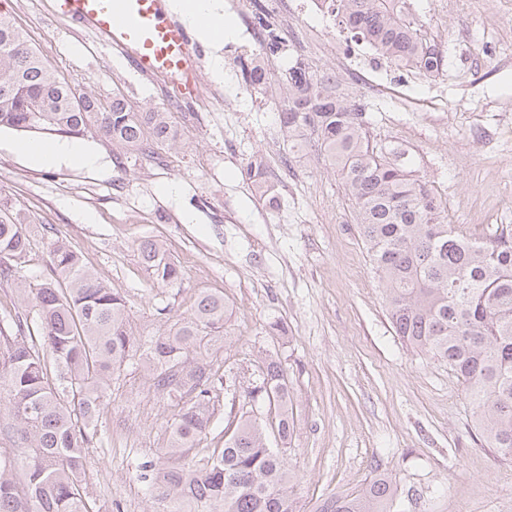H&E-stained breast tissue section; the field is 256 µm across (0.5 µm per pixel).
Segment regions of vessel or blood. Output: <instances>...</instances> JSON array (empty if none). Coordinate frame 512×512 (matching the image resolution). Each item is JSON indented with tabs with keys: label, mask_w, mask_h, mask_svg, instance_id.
I'll list each match as a JSON object with an SVG mask.
<instances>
[{
	"label": "vessel or blood",
	"mask_w": 512,
	"mask_h": 512,
	"mask_svg": "<svg viewBox=\"0 0 512 512\" xmlns=\"http://www.w3.org/2000/svg\"><path fill=\"white\" fill-rule=\"evenodd\" d=\"M47 17L92 34L144 80L161 83L175 100L195 96L203 49L170 0H44Z\"/></svg>",
	"instance_id": "1"
}]
</instances>
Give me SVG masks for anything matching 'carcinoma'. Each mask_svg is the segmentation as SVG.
I'll return each mask as SVG.
<instances>
[{"label":"carcinoma","mask_w":512,"mask_h":512,"mask_svg":"<svg viewBox=\"0 0 512 512\" xmlns=\"http://www.w3.org/2000/svg\"><path fill=\"white\" fill-rule=\"evenodd\" d=\"M347 38L364 42L398 68L438 71L437 44L423 21L395 0H331ZM253 19L272 53L283 48L267 12L254 3ZM245 84L263 87L257 60L240 62ZM336 76L295 61L280 112L289 149L314 142L339 172L358 219L389 319L415 351L443 361L466 387L484 444L512 461V234L488 240L464 237L445 216L426 182L398 152L367 136V104L337 93ZM0 128L46 130L78 138L104 137L120 159L152 157L176 144L171 112H138L118 97L78 92L43 60L14 20L0 13ZM245 176L266 206L278 195L260 154ZM49 277L37 289L21 270L26 230L0 207V280L16 284L28 313L0 312V512H93L85 488L86 448L98 438L100 407L113 375L130 361L143 367L149 388L177 410L167 421L165 459L181 463L164 474L145 461L138 479L158 492L166 512H300L296 475L268 431L244 413L224 427V447L201 443L224 389L212 354L226 340L224 295L201 293L191 312L166 332L146 339L129 325L126 300L86 269L69 241L48 230ZM155 288L182 280L181 267L162 244L139 245ZM262 382L249 397H274L277 430L288 439L287 375L266 360ZM196 448L193 457L186 449ZM316 512H399L392 476L379 473L361 489L324 499Z\"/></svg>","instance_id":"carcinoma-1"}]
</instances>
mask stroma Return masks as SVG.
Listing matches in <instances>:
<instances>
[{
  "mask_svg": "<svg viewBox=\"0 0 512 512\" xmlns=\"http://www.w3.org/2000/svg\"><path fill=\"white\" fill-rule=\"evenodd\" d=\"M408 3L429 37L448 46L438 77L366 57L363 44L340 42L327 19L265 58L261 89L243 85L236 53L203 40L202 82L219 95L176 113L178 145L155 157L117 160L109 142L91 135L80 144L95 166L45 167L19 151L23 134L0 129V204L25 224L22 270L32 282L50 272L53 227L125 297L134 333H162L200 292H220L228 307L221 373L244 369L254 382L266 358L282 364L294 413L285 459L304 512L378 471L395 480L402 512H512V463L481 446L465 388L447 364L396 336L337 173L316 144L290 152L280 129L294 61L335 74L343 94L368 102L370 140L404 153L455 231L484 240L512 232V0ZM0 11L92 94H119L145 110L165 105L156 85L87 33L46 18L42 0H0ZM256 153L279 210L266 208L243 176ZM145 238L164 242L183 271L180 284L152 288L137 253ZM163 306L165 320L156 313ZM247 384L221 393L206 447H223L228 413L265 420L269 406L248 398ZM173 412L135 366L115 375L100 408L104 444L88 450L95 512H162L138 473L164 446Z\"/></svg>",
  "mask_w": 512,
  "mask_h": 512,
  "instance_id": "35a3bbf8",
  "label": "stroma"
}]
</instances>
